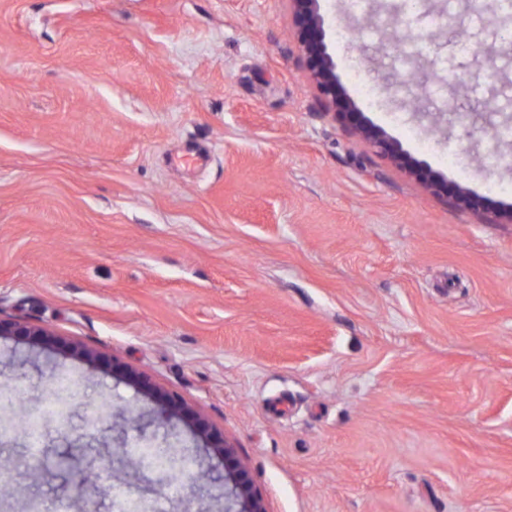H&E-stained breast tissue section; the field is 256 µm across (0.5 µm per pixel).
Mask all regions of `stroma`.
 Wrapping results in <instances>:
<instances>
[{
    "label": "stroma",
    "instance_id": "stroma-1",
    "mask_svg": "<svg viewBox=\"0 0 512 512\" xmlns=\"http://www.w3.org/2000/svg\"><path fill=\"white\" fill-rule=\"evenodd\" d=\"M483 2L482 28L455 12L484 64L440 37L406 67L437 81L394 97L384 24L320 0L338 79L398 163L317 90L288 0H0V318L58 339L1 336L0 389L36 405L81 380L39 476L27 427L0 430V512H115L73 501L83 472L55 461L80 442L120 493L181 512L127 454L144 431L203 460L183 483L224 512L201 425L269 512H512V169L481 162L512 155V111L448 119L512 88ZM115 363L192 417L167 421ZM358 130L364 134L374 145L381 151L391 156L393 159L399 161L406 159L399 144L388 138L384 131L375 126H369L363 122L359 123Z\"/></svg>",
    "mask_w": 512,
    "mask_h": 512
}]
</instances>
